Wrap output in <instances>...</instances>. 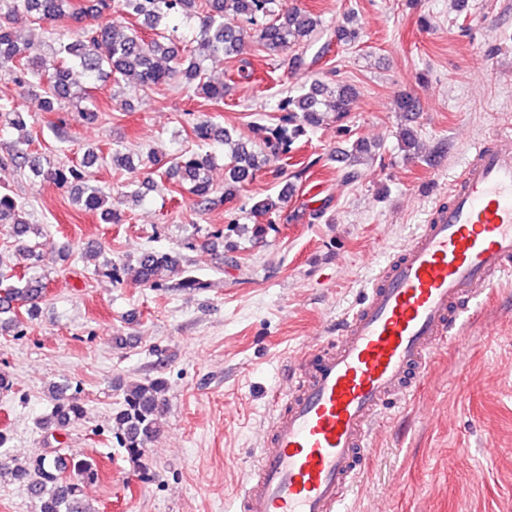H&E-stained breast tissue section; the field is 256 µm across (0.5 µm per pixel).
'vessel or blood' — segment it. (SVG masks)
Listing matches in <instances>:
<instances>
[{"label": "vessel or blood", "instance_id": "b4317fda", "mask_svg": "<svg viewBox=\"0 0 512 512\" xmlns=\"http://www.w3.org/2000/svg\"><path fill=\"white\" fill-rule=\"evenodd\" d=\"M511 272L512 129L472 146L447 202L379 267L332 345L290 358L235 512H346L387 413L461 343L465 305Z\"/></svg>", "mask_w": 512, "mask_h": 512}]
</instances>
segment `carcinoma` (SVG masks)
Segmentation results:
<instances>
[{
  "label": "carcinoma",
  "mask_w": 512,
  "mask_h": 512,
  "mask_svg": "<svg viewBox=\"0 0 512 512\" xmlns=\"http://www.w3.org/2000/svg\"><path fill=\"white\" fill-rule=\"evenodd\" d=\"M199 19L200 41L197 45L178 50L161 27L173 18ZM70 19L76 30L58 39L55 58L51 61L33 57L28 47L18 41L15 25ZM136 19L141 26L127 25ZM153 31L147 37L142 28ZM323 36L322 23L306 10L288 0H88L78 6L75 0H0V70H4L18 85L31 92H40L42 108L54 112L65 103L79 100L87 91L73 89L70 71L77 67L90 85L112 81L120 86L133 82L140 87L160 86L178 78L196 95L220 104L224 102V83L207 77L205 61L215 56H232L250 40L270 56L300 43L311 44ZM353 88L331 86L322 82L302 84L283 97L278 108L286 112V125L277 126L263 139V148L256 152L245 144H236L224 152V197L232 198L239 188L251 181L267 160L285 156L295 140L317 128L324 121L322 106L335 112L337 126L344 130L350 112ZM367 152L364 141L357 139L351 153L345 155L349 170L346 179L358 178L355 166ZM14 162L29 167L33 175L60 188L70 189L72 199L85 210L97 213L106 224L122 221L119 209L112 206L106 195L86 172L76 166H43L29 154L20 152ZM213 166L210 153H193L176 162V173L188 184V192L203 205L210 202L213 184L209 173ZM0 223L11 225L18 250L31 260L26 272L16 282L0 290V315L8 318L0 323L12 326L18 321V311L34 317L43 300V284L36 273V238L42 235L37 224L23 215L21 206L7 193L0 194ZM138 277L142 283L161 286L169 274L181 278L172 287L199 290L207 283L186 273L181 258L166 252L145 250L136 258ZM165 380L158 378L135 384L125 391L122 408L115 415V438L132 458L143 455L156 433L161 410L159 394ZM53 405L43 421L47 431L63 430L83 419L85 406L67 393V388L51 387ZM58 457L42 455L28 469L14 460L0 459V477L10 474L27 479L31 497L39 512H90L80 506L85 483L94 481L99 470L86 456L73 455L63 470Z\"/></svg>",
  "instance_id": "obj_1"
}]
</instances>
